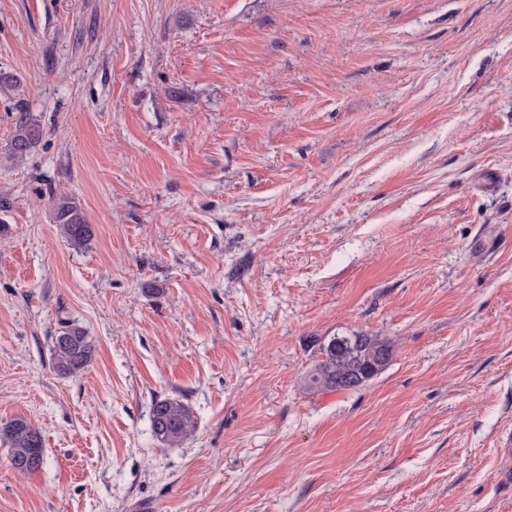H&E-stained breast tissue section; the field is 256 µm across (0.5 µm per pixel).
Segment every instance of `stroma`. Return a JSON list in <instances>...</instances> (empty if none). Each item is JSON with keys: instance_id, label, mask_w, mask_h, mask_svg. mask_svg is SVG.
I'll list each match as a JSON object with an SVG mask.
<instances>
[{"instance_id": "35a3bbf8", "label": "stroma", "mask_w": 512, "mask_h": 512, "mask_svg": "<svg viewBox=\"0 0 512 512\" xmlns=\"http://www.w3.org/2000/svg\"><path fill=\"white\" fill-rule=\"evenodd\" d=\"M0 74V512H512V0H0ZM40 125L26 114H22L16 124L15 134L10 142L9 151L12 158L23 161L37 146L42 138ZM53 223L60 224L63 236L76 249L86 246L93 239V224L87 220L79 201L68 194L54 198ZM95 346L86 330L66 322L62 325L52 346V368L62 377L76 375L83 371L93 360ZM352 336L333 337L320 349L323 357L316 361L315 365L305 377V386L312 392H330L345 389H359L375 376L381 373L391 361L394 355V346L380 336H366L365 344L354 353V358L348 363L347 349L344 343L349 345ZM386 358L383 366H379L380 357ZM336 363L340 372L354 369L358 371L364 384H341L336 382ZM151 428L157 441L174 445L195 431L196 421L190 409L179 399L164 398L152 404ZM0 438L9 445L10 464L17 472L29 474L42 468V436L27 419L18 417L1 427Z\"/></svg>"}]
</instances>
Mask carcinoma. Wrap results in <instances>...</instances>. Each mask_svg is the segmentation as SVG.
<instances>
[{
  "label": "carcinoma",
  "instance_id": "cac0c4a2",
  "mask_svg": "<svg viewBox=\"0 0 512 512\" xmlns=\"http://www.w3.org/2000/svg\"><path fill=\"white\" fill-rule=\"evenodd\" d=\"M42 138L40 125L31 117L20 116L15 134L10 142L12 158L22 161L37 146ZM53 223L61 226L69 245L79 249L86 246L94 236V226L87 220L79 201L67 194L54 198ZM349 343L347 336H335L320 352L317 360L305 377V386L312 392H330L345 389L357 390L358 384L336 382V371H358L368 382L384 370L380 357L391 361L394 346L379 336L366 337L365 344L358 348L351 361H346ZM95 346L86 330L67 322L54 336L52 346V368L62 377L73 376L83 371L93 360ZM151 428L154 438L166 445H174L190 436L196 429V421L190 409L176 398L158 399L151 407ZM0 438L9 445L11 466L21 474L40 470L44 464L43 442L40 432L23 417L13 419L0 429Z\"/></svg>",
  "mask_w": 512,
  "mask_h": 512
}]
</instances>
